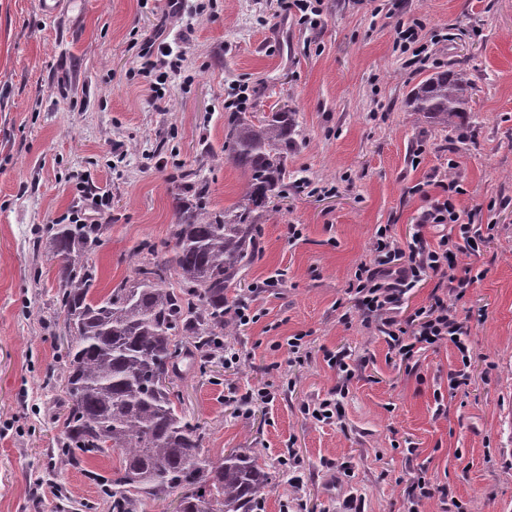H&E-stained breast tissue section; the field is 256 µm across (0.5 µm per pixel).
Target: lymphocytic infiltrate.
<instances>
[{
    "label": "lymphocytic infiltrate",
    "instance_id": "f902f5d3",
    "mask_svg": "<svg viewBox=\"0 0 512 512\" xmlns=\"http://www.w3.org/2000/svg\"><path fill=\"white\" fill-rule=\"evenodd\" d=\"M139 73L154 98L165 96L164 85L183 67L182 51L167 41H145L138 53ZM449 172L436 180L433 188L424 183L411 187L424 204L418 215V229L406 243H399L389 225L379 226L369 242V259L358 265L347 294L349 310L339 320L360 318L366 328L384 337L389 351L403 361L443 344H452L461 360H468L466 338L470 327L459 318L454 306L461 299L471 279H449L447 288H434L427 305L407 310L406 301L414 288L425 282L428 274L445 273L454 267L460 255L479 248L473 216L461 208L458 198L464 188L455 173L456 161H449ZM434 237H427V230Z\"/></svg>",
    "mask_w": 512,
    "mask_h": 512
}]
</instances>
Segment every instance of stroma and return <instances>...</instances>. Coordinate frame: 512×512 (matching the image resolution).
Returning a JSON list of instances; mask_svg holds the SVG:
<instances>
[{
  "label": "stroma",
  "instance_id": "stroma-1",
  "mask_svg": "<svg viewBox=\"0 0 512 512\" xmlns=\"http://www.w3.org/2000/svg\"><path fill=\"white\" fill-rule=\"evenodd\" d=\"M288 2L188 0L193 17L167 18L164 0H63L50 19L41 0H0V512H110L94 478L119 465L115 452L74 467L54 451L61 424L44 377L62 372L66 331L39 229L63 223L84 185L106 191L89 254L93 295L106 296L132 278L140 243L169 236L183 174L208 179L212 208L241 203L224 102L242 90L253 111L296 112L304 141L288 156L286 198L259 221L262 255L229 290L260 315L225 339L240 367L179 384L203 453L261 452L274 476L262 512H408L420 472L461 512H512V0H327L314 30ZM412 20L432 62L395 46ZM160 23L185 61L157 101L138 52ZM448 68L469 74L473 112L448 128L410 117L408 91ZM452 159L483 237L452 271L474 279L456 305L470 362L447 344L407 365L360 320L341 323L338 307L377 225L408 241L422 205L409 187ZM315 183L334 190L312 193ZM290 224L302 225L299 241ZM277 271L282 286L254 291ZM298 333L311 350L301 365L284 346ZM328 351L347 355L355 376L339 397L343 418L322 425L301 407L336 387ZM460 368L469 384L450 389ZM266 384L275 399L239 416L240 399ZM289 447L297 488L279 463Z\"/></svg>",
  "mask_w": 512,
  "mask_h": 512
}]
</instances>
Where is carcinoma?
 Listing matches in <instances>:
<instances>
[{"label":"carcinoma","mask_w":512,"mask_h":512,"mask_svg":"<svg viewBox=\"0 0 512 512\" xmlns=\"http://www.w3.org/2000/svg\"><path fill=\"white\" fill-rule=\"evenodd\" d=\"M470 85L464 70L436 71L408 92L407 109L451 127L472 109ZM300 136L293 112L231 113L224 151L245 176L242 203L210 211L208 180L187 174L169 238L142 243L137 254L149 259L135 262L133 278L103 298L92 297L96 270L87 259L102 225L48 228L69 333L55 451L73 464L120 451L119 469L98 484L99 494L112 499V512H138L142 500L175 490L181 512H256L260 506L272 482L261 453L204 455L198 425L179 410L175 386L184 360L203 369L223 359L217 339L234 327L238 305L224 291L259 255L257 217L284 195L285 161Z\"/></svg>","instance_id":"carcinoma-1"}]
</instances>
